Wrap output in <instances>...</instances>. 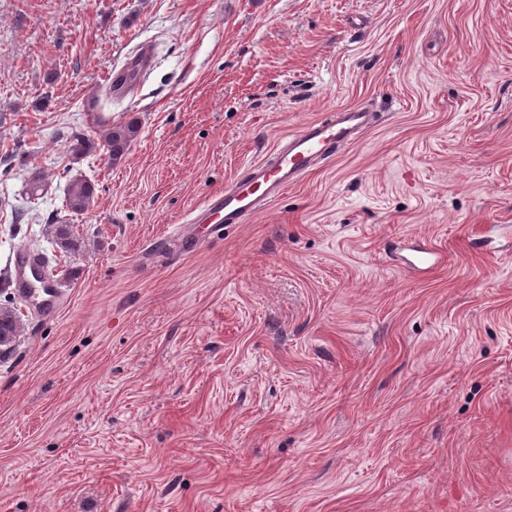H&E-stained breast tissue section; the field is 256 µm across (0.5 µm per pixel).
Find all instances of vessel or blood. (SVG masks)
I'll return each mask as SVG.
<instances>
[{"label": "vessel or blood", "mask_w": 512, "mask_h": 512, "mask_svg": "<svg viewBox=\"0 0 512 512\" xmlns=\"http://www.w3.org/2000/svg\"><path fill=\"white\" fill-rule=\"evenodd\" d=\"M372 119V113L350 108L305 124L281 140L266 159L252 164L235 186L208 195L196 208L192 222L176 225L174 238L183 240L197 224L209 225L215 235L225 225L247 223L284 189L355 141ZM35 263V256L24 250L16 258L17 286L26 297L30 296L32 286L27 272Z\"/></svg>", "instance_id": "vessel-or-blood-1"}]
</instances>
